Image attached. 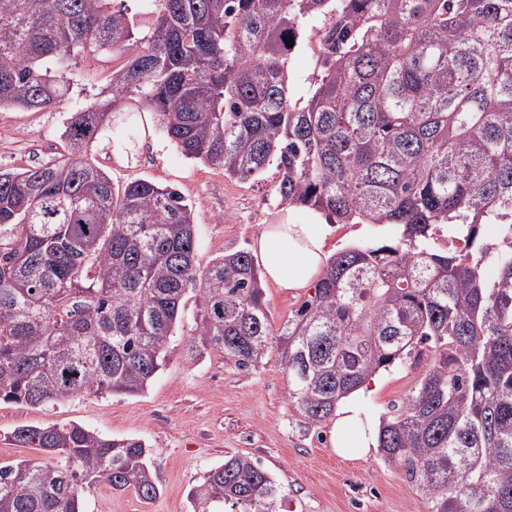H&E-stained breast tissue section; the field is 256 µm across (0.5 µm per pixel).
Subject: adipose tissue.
<instances>
[{
  "label": "adipose tissue",
  "mask_w": 512,
  "mask_h": 512,
  "mask_svg": "<svg viewBox=\"0 0 512 512\" xmlns=\"http://www.w3.org/2000/svg\"><path fill=\"white\" fill-rule=\"evenodd\" d=\"M330 234L331 227L318 210L310 212L305 224L284 217L267 225L256 242L266 279L285 290L311 287L328 261ZM364 394L360 387L346 396L331 420L332 444L340 455L365 456L378 446L379 423L366 411Z\"/></svg>",
  "instance_id": "ef3b65f1"
}]
</instances>
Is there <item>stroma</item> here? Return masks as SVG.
I'll list each match as a JSON object with an SVG mask.
<instances>
[{"label": "stroma", "mask_w": 512, "mask_h": 512, "mask_svg": "<svg viewBox=\"0 0 512 512\" xmlns=\"http://www.w3.org/2000/svg\"><path fill=\"white\" fill-rule=\"evenodd\" d=\"M121 64L108 53L81 60L74 99L88 105L108 95L110 76ZM69 112L66 102L45 112L1 110L0 168L56 161ZM92 159L115 186L148 179L177 189L192 202L196 261L202 269L225 254L252 251L265 226L276 223L283 211L275 192L276 168L246 180L226 176L182 156L147 112L115 113L113 124L95 142ZM396 237L388 224H337L327 248L334 253L349 246H379ZM264 289L277 331L311 295L307 289L286 291L269 282ZM197 311L195 298L186 297L167 363L141 395L87 394L48 406L0 402V463L36 457V450L15 442L18 427L76 422L106 436L146 442L161 488L160 496L147 503L133 489L115 491L100 483L86 493L84 512H191L189 490L234 454L259 461L287 488L284 512H428L425 501L408 488L402 466L386 463L377 451L338 456L328 424L304 426L279 347L269 349L251 369L238 367L217 349L190 358ZM418 374L407 364L379 372L376 390L364 399L368 413L388 416Z\"/></svg>", "instance_id": "1"}]
</instances>
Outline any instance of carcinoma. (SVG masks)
<instances>
[{
	"label": "carcinoma",
	"mask_w": 512,
	"mask_h": 512,
	"mask_svg": "<svg viewBox=\"0 0 512 512\" xmlns=\"http://www.w3.org/2000/svg\"><path fill=\"white\" fill-rule=\"evenodd\" d=\"M109 2L0 0V109L72 100L89 53L125 59L107 97L71 112L60 159L0 171V400L144 393L192 293L194 352L251 368L279 343L308 425L426 360L379 432L384 461L428 512H512V0H144L143 37ZM288 38L320 46L304 103ZM131 101L184 157L240 179L274 165L281 204L397 240L336 252L273 334L249 252L198 270L192 203L90 162ZM440 224L450 249L433 246ZM13 437L62 458L0 465V512H83L100 482L160 494L138 439L76 422ZM188 497L193 512H281L288 488L232 455Z\"/></svg>",
	"instance_id": "carcinoma-1"
}]
</instances>
